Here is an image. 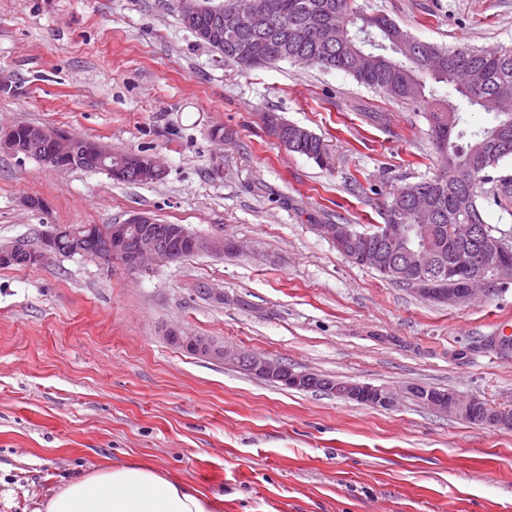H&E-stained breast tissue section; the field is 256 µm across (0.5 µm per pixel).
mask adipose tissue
<instances>
[{"label": "adipose tissue", "instance_id": "obj_1", "mask_svg": "<svg viewBox=\"0 0 512 512\" xmlns=\"http://www.w3.org/2000/svg\"><path fill=\"white\" fill-rule=\"evenodd\" d=\"M211 497L154 467L128 462L74 478L45 502L44 512H215Z\"/></svg>", "mask_w": 512, "mask_h": 512}]
</instances>
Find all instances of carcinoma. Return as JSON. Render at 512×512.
<instances>
[{"instance_id": "obj_1", "label": "carcinoma", "mask_w": 512, "mask_h": 512, "mask_svg": "<svg viewBox=\"0 0 512 512\" xmlns=\"http://www.w3.org/2000/svg\"><path fill=\"white\" fill-rule=\"evenodd\" d=\"M224 6L204 3L199 23L207 25L217 12H224V28L235 27L237 36L212 43L224 57V64L250 69L246 46L263 40L276 45V53L268 59L273 64L308 55L313 65L335 69L352 75L364 86L388 96L429 106L426 118L438 153L448 151L452 173L405 185L397 191L403 196L411 188L426 190L430 205L438 215L437 222L426 231L428 241L436 248L448 234L450 224H483L485 219L479 198L487 172L501 161L511 158L503 145L512 147V112H498L488 127L474 129L453 104L452 97L465 100L472 107H481V100L508 88L512 90V49L480 50L466 45L452 49L416 39L408 29L384 15H366L354 6V0H224ZM318 13L326 20L320 31L307 29L310 15ZM357 26L374 28L372 37L377 49V63L361 71L352 66L361 43L350 33L351 20ZM444 84L452 95L439 97L426 81ZM271 113L262 115L267 133L276 139L290 123ZM325 144L311 133L296 152L319 160Z\"/></svg>"}]
</instances>
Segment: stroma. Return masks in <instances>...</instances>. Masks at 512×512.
Returning a JSON list of instances; mask_svg holds the SVG:
<instances>
[{"label": "stroma", "mask_w": 512, "mask_h": 512, "mask_svg": "<svg viewBox=\"0 0 512 512\" xmlns=\"http://www.w3.org/2000/svg\"><path fill=\"white\" fill-rule=\"evenodd\" d=\"M356 2L425 42L512 48V0ZM265 112L320 137L327 163L270 137ZM425 113L338 70L225 65L177 0H0V128L44 125L165 164L128 184L0 153V241L141 212L243 247L147 273L77 254L0 268V512H38L70 479L129 461L223 496V512H512V427L287 388L164 337L512 411V352L487 344L512 337V283L440 306L320 230L373 231L396 189L441 173Z\"/></svg>", "instance_id": "stroma-1"}]
</instances>
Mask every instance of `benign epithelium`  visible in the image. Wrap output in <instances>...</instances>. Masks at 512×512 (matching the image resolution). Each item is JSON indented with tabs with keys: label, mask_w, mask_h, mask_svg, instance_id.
Wrapping results in <instances>:
<instances>
[{
	"label": "benign epithelium",
	"mask_w": 512,
	"mask_h": 512,
	"mask_svg": "<svg viewBox=\"0 0 512 512\" xmlns=\"http://www.w3.org/2000/svg\"><path fill=\"white\" fill-rule=\"evenodd\" d=\"M178 3L184 22L201 39L210 40L214 35L224 33L222 16L216 18L209 27L197 25L201 0H178ZM42 148L46 149L42 157L47 168L53 171L72 169V165L63 163V159L75 156L74 137L66 132L31 126L25 138L20 141L12 129L0 130V152L27 155ZM91 152L96 156L100 167L118 178L126 177L136 183H150L159 180L164 174L163 165L153 154L132 152L127 159L108 165L106 161L111 157V152L106 145L97 142L92 146ZM412 213L415 214V224L422 229L435 221V212L423 197H415ZM319 229L349 259L372 265H378L382 261V253L372 247L370 233L358 232L348 224H321ZM185 239L190 240L195 253L207 251L224 255L239 251V245L230 240L192 236L181 224L168 225L165 234L161 236L154 228L153 217L135 213L124 223L112 225L101 235L97 256L104 262L117 261L129 272H142L150 269L153 264L163 265L180 259L182 252L174 244ZM383 240L387 249L403 257L407 270L414 273V278L410 280L413 290L437 303L464 305L480 293L491 294L496 286L512 282V239L494 234L483 224L451 225L448 237V246L452 251L451 260L448 267L440 269L436 277L425 275L434 265V247L426 242L408 245L406 225H386ZM26 252L31 253L32 262L46 264L60 255L59 233H45L37 248L20 240L1 242L0 266L14 263ZM166 338L180 344L195 356L236 367L242 365L248 374L281 383L288 388L303 389L307 387L311 377L309 373L288 370L279 362L257 354L241 353L205 336H184L172 329L167 331ZM412 389V384L392 388L342 383L331 379L326 380L323 386L327 395L383 409L395 407ZM422 404L434 412L462 419L467 418L474 407L480 406L487 413L483 419L474 421V424L490 428L512 425V412L489 410L482 400L461 393H455L445 400L430 392Z\"/></svg>",
	"instance_id": "obj_1"
}]
</instances>
